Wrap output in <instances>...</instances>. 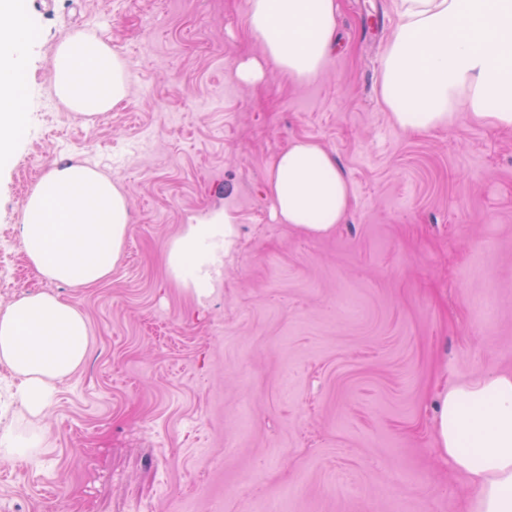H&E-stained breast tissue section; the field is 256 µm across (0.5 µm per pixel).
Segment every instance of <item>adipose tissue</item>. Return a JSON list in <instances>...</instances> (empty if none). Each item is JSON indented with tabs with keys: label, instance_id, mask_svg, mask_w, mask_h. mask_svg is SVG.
I'll return each mask as SVG.
<instances>
[{
	"label": "adipose tissue",
	"instance_id": "adipose-tissue-1",
	"mask_svg": "<svg viewBox=\"0 0 512 512\" xmlns=\"http://www.w3.org/2000/svg\"><path fill=\"white\" fill-rule=\"evenodd\" d=\"M338 0H247L245 27L262 62L238 66L244 80L272 67L299 83L330 64ZM398 21L383 60L380 97L395 126L429 132L459 113L512 128V0H397ZM30 33L14 0H0V160L8 157L23 102L21 49ZM53 87L69 110L110 111L128 94L126 67L106 42L76 35L53 58ZM279 223L325 236L342 223L351 189L335 159L310 139L274 160L267 180ZM128 200L97 168L71 164L44 175L25 202L19 227L28 262L45 279L74 288L108 282L126 243ZM229 214L192 224L167 250L169 275L197 295L234 243ZM89 353V323L75 305L50 293L22 297L0 311V363L18 380L11 393L36 428L0 429V457L42 447L38 424L59 383ZM440 459L477 490L479 512H512V372L444 386L434 420Z\"/></svg>",
	"mask_w": 512,
	"mask_h": 512
}]
</instances>
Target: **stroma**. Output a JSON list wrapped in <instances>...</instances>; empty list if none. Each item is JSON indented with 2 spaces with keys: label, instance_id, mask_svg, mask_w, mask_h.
Listing matches in <instances>:
<instances>
[{
  "label": "stroma",
  "instance_id": "stroma-1",
  "mask_svg": "<svg viewBox=\"0 0 512 512\" xmlns=\"http://www.w3.org/2000/svg\"><path fill=\"white\" fill-rule=\"evenodd\" d=\"M31 32L24 122L0 161V306L48 292L88 318L45 444L0 459V512H476L437 456L439 385L512 371V130L460 114L396 127L378 88L394 0H341L333 60L299 84L261 59L246 0H15ZM125 62L128 97L88 117L51 89L76 33ZM350 180L345 223L311 237L266 192L291 140ZM88 164L129 201L110 283L72 288L27 261L21 188ZM228 211L236 237L205 297L165 252ZM493 297L492 317L481 302Z\"/></svg>",
  "mask_w": 512,
  "mask_h": 512
}]
</instances>
